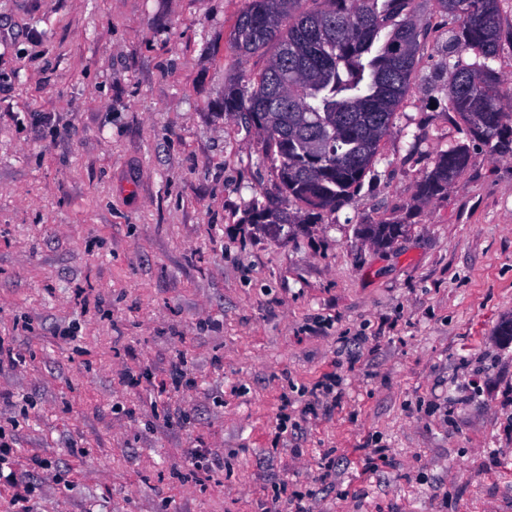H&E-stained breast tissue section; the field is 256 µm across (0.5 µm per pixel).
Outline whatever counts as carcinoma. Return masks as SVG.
<instances>
[{
    "label": "carcinoma",
    "instance_id": "cac0c4a2",
    "mask_svg": "<svg viewBox=\"0 0 512 512\" xmlns=\"http://www.w3.org/2000/svg\"><path fill=\"white\" fill-rule=\"evenodd\" d=\"M245 0L234 43L266 66L224 94V111L263 134L259 160L276 172L280 199L255 196L248 223L280 232L292 224H323L345 204L378 161L380 142L412 89L425 32L414 0ZM500 0H436L452 25L457 56L448 64V111L467 134L496 153L512 151L511 97L493 67L512 39L504 34ZM476 54L468 63L463 54ZM461 146L441 152L418 187L440 198L468 165ZM301 202L304 210L290 205ZM402 232L393 223L363 224L378 247Z\"/></svg>",
    "mask_w": 512,
    "mask_h": 512
}]
</instances>
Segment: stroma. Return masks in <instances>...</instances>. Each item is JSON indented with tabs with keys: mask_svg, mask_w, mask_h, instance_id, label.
Listing matches in <instances>:
<instances>
[{
	"mask_svg": "<svg viewBox=\"0 0 512 512\" xmlns=\"http://www.w3.org/2000/svg\"><path fill=\"white\" fill-rule=\"evenodd\" d=\"M244 6L0 0V336L23 358L0 367V432L34 486L0 487V512H286L281 485L313 512H501L512 156L448 109L446 18L417 0L379 162L330 223L283 237L245 221L275 178L224 110L266 64L235 48ZM456 144L467 167L422 200ZM396 221L384 249L358 233ZM326 375L330 410L305 394ZM469 154L461 146H450L441 152L433 168L425 175L418 187V194L424 200L440 198L448 192V186L468 165Z\"/></svg>",
	"mask_w": 512,
	"mask_h": 512,
	"instance_id": "stroma-1",
	"label": "stroma"
}]
</instances>
